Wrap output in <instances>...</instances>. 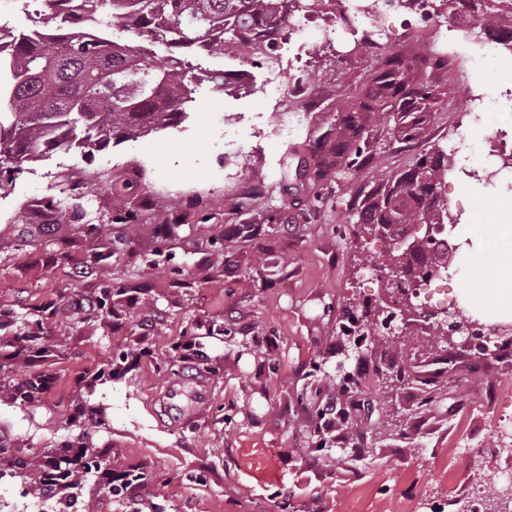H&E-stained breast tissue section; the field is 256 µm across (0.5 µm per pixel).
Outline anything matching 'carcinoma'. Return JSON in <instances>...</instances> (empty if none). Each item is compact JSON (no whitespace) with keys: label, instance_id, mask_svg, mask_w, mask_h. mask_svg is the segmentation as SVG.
<instances>
[{"label":"carcinoma","instance_id":"1","mask_svg":"<svg viewBox=\"0 0 512 512\" xmlns=\"http://www.w3.org/2000/svg\"><path fill=\"white\" fill-rule=\"evenodd\" d=\"M48 28L21 33L0 44V163L13 161L12 173L59 151L84 155L112 142L144 137L188 116L194 86L207 81L218 93L242 89L223 72L200 74L186 52L250 54L257 43L276 40L285 27L280 0H42ZM476 21L492 32L497 0H461ZM137 36L150 34L169 54L143 63L129 40L107 35L105 20ZM425 72L404 60L380 58L373 83L354 88L353 101L339 109L336 140L309 179L315 184L341 173L354 176L370 166L373 153L366 126L388 107L397 112V137L409 141L430 119L445 60L430 51L421 58ZM448 152L430 149L412 164L389 174L369 191L359 190L360 224H380L393 237L404 224H452L447 203L433 198L448 183Z\"/></svg>","mask_w":512,"mask_h":512}]
</instances>
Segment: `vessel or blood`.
Segmentation results:
<instances>
[{"label": "vessel or blood", "mask_w": 512, "mask_h": 512, "mask_svg": "<svg viewBox=\"0 0 512 512\" xmlns=\"http://www.w3.org/2000/svg\"><path fill=\"white\" fill-rule=\"evenodd\" d=\"M215 395L210 376L202 371L178 375L165 388L160 405L173 427L196 422L206 411Z\"/></svg>", "instance_id": "b4317fda"}]
</instances>
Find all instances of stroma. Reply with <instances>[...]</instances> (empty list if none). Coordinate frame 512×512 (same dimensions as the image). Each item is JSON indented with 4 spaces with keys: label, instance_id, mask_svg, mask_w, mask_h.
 <instances>
[{
    "label": "stroma",
    "instance_id": "obj_1",
    "mask_svg": "<svg viewBox=\"0 0 512 512\" xmlns=\"http://www.w3.org/2000/svg\"><path fill=\"white\" fill-rule=\"evenodd\" d=\"M440 45L453 55L449 94L409 143L393 136L395 113L378 116L374 164L354 182L319 190L301 175L374 68L375 50L342 37L295 39L284 51L299 111L282 115L265 72L238 53L194 54L198 67L247 69L250 93L204 87L178 125L26 165L0 190V339L30 335L32 370L56 384L13 400L9 387L27 370L0 357L8 458L82 443L113 473L142 475L126 497L85 495L82 512H457L476 487L494 486L512 460L487 459L476 478L464 450L495 444L503 406L475 408L512 381V348L484 356L477 332L435 342L434 322L402 306L387 334L388 288L365 274L391 248L356 212L372 178L449 147L470 121L472 90L498 99L500 125L512 126L501 71L472 68L452 39ZM218 121L235 128L238 146H214L206 129ZM443 197L454 214L480 199L478 224L502 201L479 183ZM456 242L448 295L458 300L479 256L465 236ZM187 336L201 349L190 365L216 390L200 420L174 429L154 398L190 366L173 352ZM107 364L112 374L101 376ZM427 382L439 392L429 407ZM330 403L350 414L327 431L320 412ZM83 404L101 426L72 424Z\"/></svg>",
    "mask_w": 512,
    "mask_h": 512
}]
</instances>
